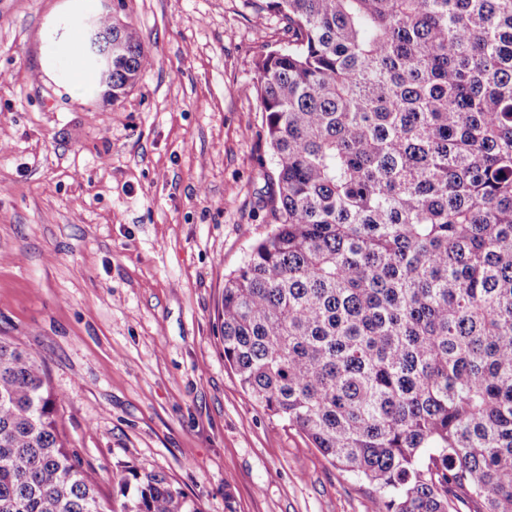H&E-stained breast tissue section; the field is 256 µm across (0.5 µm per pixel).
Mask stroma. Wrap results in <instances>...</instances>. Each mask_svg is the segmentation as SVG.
Listing matches in <instances>:
<instances>
[{
    "instance_id": "stroma-1",
    "label": "stroma",
    "mask_w": 512,
    "mask_h": 512,
    "mask_svg": "<svg viewBox=\"0 0 512 512\" xmlns=\"http://www.w3.org/2000/svg\"><path fill=\"white\" fill-rule=\"evenodd\" d=\"M257 0H0V336L39 351L102 495L165 473L202 512H368L224 364V278L273 227L256 62L288 43ZM106 15L151 66L116 102L57 43Z\"/></svg>"
}]
</instances>
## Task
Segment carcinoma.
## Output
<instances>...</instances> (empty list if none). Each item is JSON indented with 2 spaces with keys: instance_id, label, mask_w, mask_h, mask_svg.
<instances>
[{
  "instance_id": "obj_1",
  "label": "carcinoma",
  "mask_w": 512,
  "mask_h": 512,
  "mask_svg": "<svg viewBox=\"0 0 512 512\" xmlns=\"http://www.w3.org/2000/svg\"><path fill=\"white\" fill-rule=\"evenodd\" d=\"M256 63L273 229L224 280V365L380 486L372 512H512V0H268ZM90 37L103 96L150 65ZM120 510L67 446L38 352L0 336V512H201L125 466Z\"/></svg>"
}]
</instances>
